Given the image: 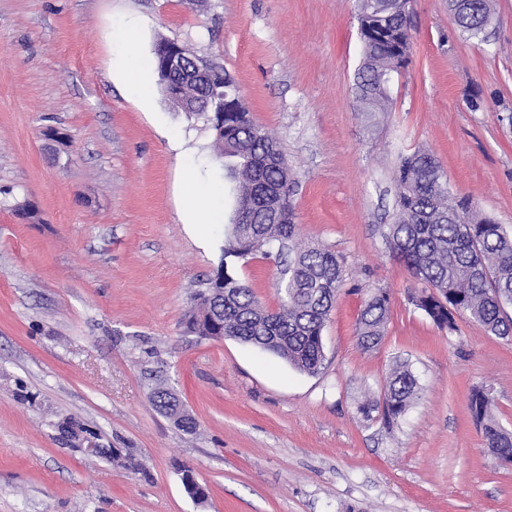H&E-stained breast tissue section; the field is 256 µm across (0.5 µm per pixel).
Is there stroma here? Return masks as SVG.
Listing matches in <instances>:
<instances>
[{"instance_id": "35a3bbf8", "label": "stroma", "mask_w": 512, "mask_h": 512, "mask_svg": "<svg viewBox=\"0 0 512 512\" xmlns=\"http://www.w3.org/2000/svg\"><path fill=\"white\" fill-rule=\"evenodd\" d=\"M162 39L231 76L288 160L296 241L342 263L317 373L181 325L224 247L183 198L218 189L227 213L233 198L212 130L159 84ZM123 57L147 69L144 97ZM410 58L388 111L362 112L357 0H0V512H512V465L468 406L489 392L512 430V337L465 315L437 327L385 238L395 170L420 148L455 198L512 229V0L482 40L448 0H413ZM232 267L277 308L272 260ZM380 289L387 334L366 350L357 318ZM400 363L421 393L388 428L362 408ZM159 380L196 432L153 407Z\"/></svg>"}]
</instances>
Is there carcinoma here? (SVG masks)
Instances as JSON below:
<instances>
[{
    "mask_svg": "<svg viewBox=\"0 0 512 512\" xmlns=\"http://www.w3.org/2000/svg\"><path fill=\"white\" fill-rule=\"evenodd\" d=\"M448 10L468 38L484 36L495 15L494 0H448ZM362 62L355 73L358 99L369 112L388 109L393 69L407 68L392 42L406 34L396 0H359ZM230 178L235 206L225 229L224 258L259 253L277 263L279 306L264 307L252 288L224 263V317L204 311L205 290L193 295L184 316L186 332L218 339L224 335L271 352L295 369L313 374L322 366V332L343 284L336 254L319 247L296 248L290 190L283 178L288 162L243 106L224 104V143H215ZM399 213L387 238L397 257L422 284L411 303L434 324L456 330V316L467 314L486 333L512 337V231L470 213L450 194L436 157L416 151L402 158L395 174ZM391 310L385 291L372 293L357 319L364 349L379 345ZM419 396L416 377L402 366L388 379L382 420L396 423ZM493 399L483 390L469 396V408L482 425L485 446L503 464L512 463V432L493 418Z\"/></svg>",
    "mask_w": 512,
    "mask_h": 512,
    "instance_id": "obj_1",
    "label": "carcinoma"
}]
</instances>
